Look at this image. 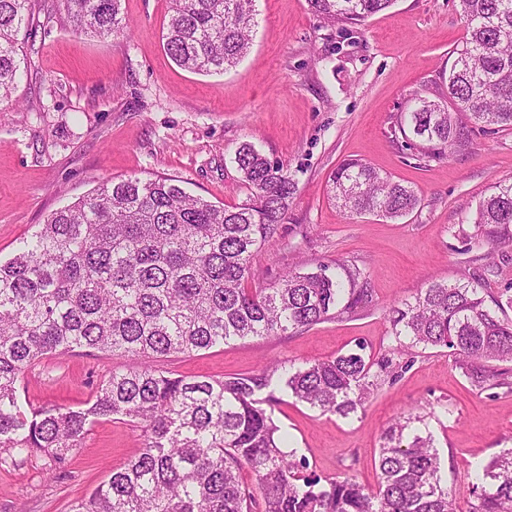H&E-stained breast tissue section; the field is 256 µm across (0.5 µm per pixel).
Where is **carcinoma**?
I'll use <instances>...</instances> for the list:
<instances>
[{"label": "carcinoma", "mask_w": 512, "mask_h": 512, "mask_svg": "<svg viewBox=\"0 0 512 512\" xmlns=\"http://www.w3.org/2000/svg\"><path fill=\"white\" fill-rule=\"evenodd\" d=\"M31 0H0V103L17 85L18 34ZM257 0H170L162 34L173 62L223 72L247 52ZM330 22L359 24L394 0H308ZM467 35L453 51L446 92L414 95L397 130L430 161L463 155L473 129L512 128V0H458ZM75 31L109 37L127 28L120 0H63ZM246 201L220 206L168 177L101 182L54 212L0 259V451L62 459L82 447L94 423L117 416L140 429L139 453L71 512H454L441 456L425 419L390 426L375 487L350 476L306 474L285 450L270 408L273 386L296 400L348 417L375 382L398 377L404 352L439 347L478 386L512 389V295L493 299L476 281L433 279L414 301L390 307L393 355L357 351L287 370L278 363L222 380L186 379L150 360L247 338L281 336L350 315L369 302L367 277L290 268L252 286L254 253L278 235L295 193L283 166L244 143L235 153ZM331 198L350 214L398 220L416 210L415 190L362 161L342 164ZM477 235L512 246V183L493 186L476 209ZM78 348L144 358L103 379L86 407L23 409L18 383L48 355ZM411 436L403 444L404 435ZM248 469L249 486L241 479ZM468 512H512V448L492 458L470 488Z\"/></svg>", "instance_id": "obj_1"}]
</instances>
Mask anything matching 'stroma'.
Listing matches in <instances>:
<instances>
[{"label": "stroma", "instance_id": "obj_1", "mask_svg": "<svg viewBox=\"0 0 512 512\" xmlns=\"http://www.w3.org/2000/svg\"><path fill=\"white\" fill-rule=\"evenodd\" d=\"M21 30V78L0 112V257L56 210L100 182L134 175L177 179L219 204L246 200L235 151L253 144L295 183L282 229L258 250L260 283L291 267L314 272L342 263L368 277L371 301L352 315L287 336L248 338L193 354L155 359L160 370L221 380L269 362L300 367L364 345L394 347L389 307L414 300L429 280L479 279L498 296L512 286V249L475 235L473 218L495 183L512 182V129L474 131L469 153L427 161L394 135L411 95L446 89L449 57L466 36L457 0H395L360 26L317 16L308 0H257L247 54L226 71L178 68L163 48L166 0H121L128 28L107 38L75 32L61 0H32ZM359 160L410 183L421 203L391 221L348 216L329 198L332 173ZM396 380L380 383L344 418L282 395L273 419L309 473L349 475L375 485V462L393 423L426 417L442 459V480L467 512V472L512 448V393L482 388L441 348H415ZM121 353L78 349L26 371L23 404L76 408L112 373L137 367ZM139 433L104 417L62 465L39 453L26 463L0 457V512H70L138 454Z\"/></svg>", "mask_w": 512, "mask_h": 512}]
</instances>
